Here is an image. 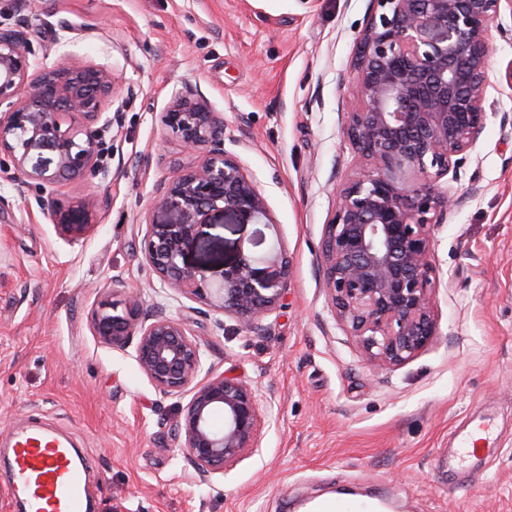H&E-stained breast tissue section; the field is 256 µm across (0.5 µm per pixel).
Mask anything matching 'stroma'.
<instances>
[{
    "instance_id": "1",
    "label": "stroma",
    "mask_w": 512,
    "mask_h": 512,
    "mask_svg": "<svg viewBox=\"0 0 512 512\" xmlns=\"http://www.w3.org/2000/svg\"><path fill=\"white\" fill-rule=\"evenodd\" d=\"M369 0H0V24L23 25L37 61L69 54L112 69V119L90 177L18 193L0 154V448L13 429L47 426L92 462L94 512H304L339 492L381 497L385 512H512V15L489 31L486 128L458 178L457 201L431 227L432 343L403 365L367 364L334 317L321 238L347 177L363 164L341 114L356 106L354 52ZM224 115L226 147L256 178L274 225L203 226L186 261L219 279L239 252L280 244L292 276L268 336L213 310L190 329L206 364L262 392L258 448L198 484L178 448L190 391L166 395L132 350L95 335L107 298L141 293L173 316L192 300L161 287L141 248L158 180L194 167L158 119L177 90ZM100 200L77 243L36 205ZM494 423L490 457L459 439L474 412Z\"/></svg>"
}]
</instances>
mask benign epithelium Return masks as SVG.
<instances>
[{"mask_svg": "<svg viewBox=\"0 0 512 512\" xmlns=\"http://www.w3.org/2000/svg\"><path fill=\"white\" fill-rule=\"evenodd\" d=\"M504 6L512 15V0H370L353 77L362 108L342 119L344 136L367 163L339 189L322 258L335 316L373 366L403 365L436 336L430 229L454 207L436 181L457 175L485 127L489 31ZM34 55L24 27L0 25V153L19 174L18 192L107 177L100 158L112 124L103 108L112 70L76 55L39 67ZM159 121L202 158L155 184L152 207L162 219L146 225L148 265L161 287L222 310L241 330L270 335L290 279L282 250L263 258L239 254L216 288L185 261L199 228L218 214L237 224L273 223L257 181L225 148L224 113L200 93L177 91ZM38 205L69 241L95 223L94 200ZM189 323L163 305L143 313L133 289L93 316L103 342L120 350L134 345L139 368L159 391L192 387L178 427L181 448L205 484L257 447L261 393L205 367L204 344Z\"/></svg>", "mask_w": 512, "mask_h": 512, "instance_id": "1", "label": "benign epithelium"}]
</instances>
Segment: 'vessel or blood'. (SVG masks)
Masks as SVG:
<instances>
[{
  "instance_id": "1",
  "label": "vessel or blood",
  "mask_w": 512,
  "mask_h": 512,
  "mask_svg": "<svg viewBox=\"0 0 512 512\" xmlns=\"http://www.w3.org/2000/svg\"><path fill=\"white\" fill-rule=\"evenodd\" d=\"M89 465L69 442L47 430L30 428L14 436V489L25 497L27 512H87L83 474ZM318 512L378 510L370 501L337 498Z\"/></svg>"
}]
</instances>
